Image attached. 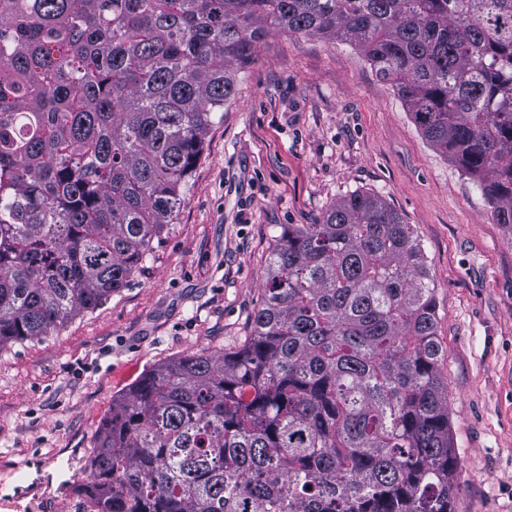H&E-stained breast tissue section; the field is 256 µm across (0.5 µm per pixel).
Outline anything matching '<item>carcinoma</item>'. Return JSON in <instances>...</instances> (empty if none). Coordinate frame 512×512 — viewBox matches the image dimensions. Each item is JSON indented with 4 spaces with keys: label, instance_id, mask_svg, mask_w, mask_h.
<instances>
[{
    "label": "carcinoma",
    "instance_id": "1",
    "mask_svg": "<svg viewBox=\"0 0 512 512\" xmlns=\"http://www.w3.org/2000/svg\"><path fill=\"white\" fill-rule=\"evenodd\" d=\"M269 27L355 48L512 224V0H0V348L141 271ZM426 279L376 194L284 225L250 336L112 401L92 512H454Z\"/></svg>",
    "mask_w": 512,
    "mask_h": 512
}]
</instances>
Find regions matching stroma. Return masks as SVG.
<instances>
[{"instance_id":"obj_1","label":"stroma","mask_w":512,"mask_h":512,"mask_svg":"<svg viewBox=\"0 0 512 512\" xmlns=\"http://www.w3.org/2000/svg\"><path fill=\"white\" fill-rule=\"evenodd\" d=\"M411 224L438 302L455 512H512V226L348 44L268 29L144 269L49 336L0 348V512H90L112 401L150 369L241 344L286 224L352 192Z\"/></svg>"}]
</instances>
